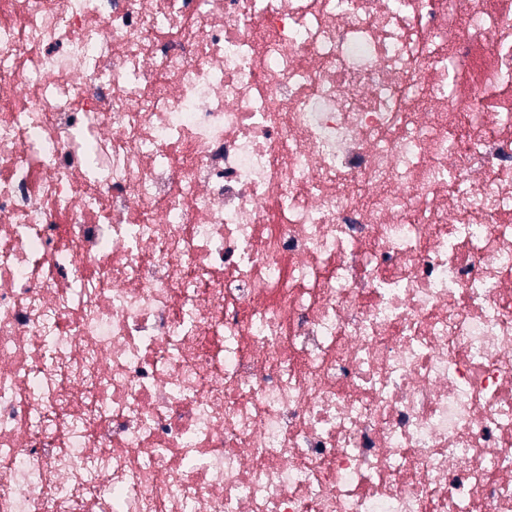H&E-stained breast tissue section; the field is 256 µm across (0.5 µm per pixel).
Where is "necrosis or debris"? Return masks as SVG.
Wrapping results in <instances>:
<instances>
[{"label":"necrosis or debris","instance_id":"necrosis-or-debris-1","mask_svg":"<svg viewBox=\"0 0 512 512\" xmlns=\"http://www.w3.org/2000/svg\"><path fill=\"white\" fill-rule=\"evenodd\" d=\"M0 512H512V0H0Z\"/></svg>","mask_w":512,"mask_h":512}]
</instances>
